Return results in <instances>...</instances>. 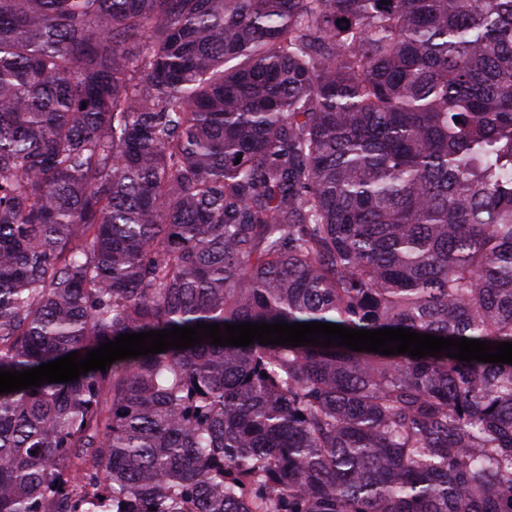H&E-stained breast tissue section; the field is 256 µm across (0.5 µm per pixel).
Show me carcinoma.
Masks as SVG:
<instances>
[{"label":"carcinoma","mask_w":512,"mask_h":512,"mask_svg":"<svg viewBox=\"0 0 512 512\" xmlns=\"http://www.w3.org/2000/svg\"><path fill=\"white\" fill-rule=\"evenodd\" d=\"M199 322L512 342V0H0V370ZM0 512H512V364L117 360Z\"/></svg>","instance_id":"cac0c4a2"}]
</instances>
